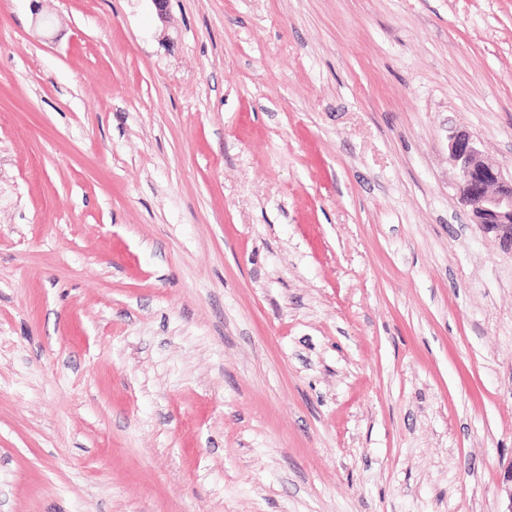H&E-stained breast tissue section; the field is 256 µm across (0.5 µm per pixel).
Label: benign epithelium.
<instances>
[{"instance_id":"obj_1","label":"benign epithelium","mask_w":512,"mask_h":512,"mask_svg":"<svg viewBox=\"0 0 512 512\" xmlns=\"http://www.w3.org/2000/svg\"><path fill=\"white\" fill-rule=\"evenodd\" d=\"M449 149L458 171V200L469 211L472 223L512 248V174L487 162L464 131L450 136Z\"/></svg>"}]
</instances>
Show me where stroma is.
Listing matches in <instances>:
<instances>
[{"instance_id": "35a3bbf8", "label": "stroma", "mask_w": 512, "mask_h": 512, "mask_svg": "<svg viewBox=\"0 0 512 512\" xmlns=\"http://www.w3.org/2000/svg\"><path fill=\"white\" fill-rule=\"evenodd\" d=\"M512 0H0V512H506ZM450 156L458 171L460 204L476 224L512 248V172L485 160L475 140L464 131L450 136Z\"/></svg>"}]
</instances>
